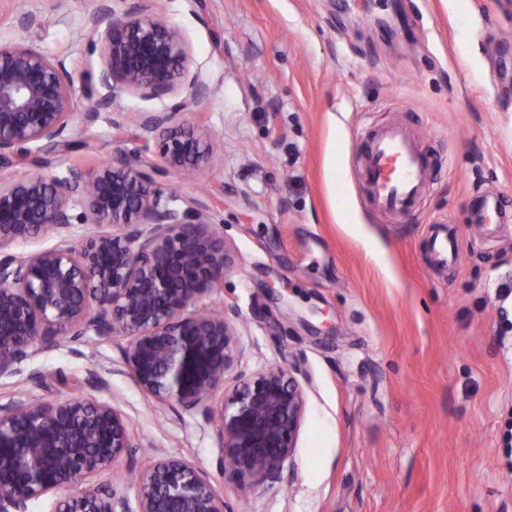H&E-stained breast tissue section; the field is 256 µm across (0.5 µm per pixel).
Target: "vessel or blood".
<instances>
[{
    "instance_id": "1",
    "label": "vessel or blood",
    "mask_w": 512,
    "mask_h": 512,
    "mask_svg": "<svg viewBox=\"0 0 512 512\" xmlns=\"http://www.w3.org/2000/svg\"><path fill=\"white\" fill-rule=\"evenodd\" d=\"M432 164L429 152L405 128L383 127L372 133L366 147L364 174L373 205L398 217L409 216L426 190ZM472 209L476 223L503 221V210L496 196L479 197L473 201ZM429 248L438 262L454 263L457 258L455 232L433 233Z\"/></svg>"
}]
</instances>
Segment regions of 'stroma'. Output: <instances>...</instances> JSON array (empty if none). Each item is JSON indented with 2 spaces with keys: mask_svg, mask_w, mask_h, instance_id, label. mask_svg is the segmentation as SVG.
<instances>
[{
  "mask_svg": "<svg viewBox=\"0 0 512 512\" xmlns=\"http://www.w3.org/2000/svg\"><path fill=\"white\" fill-rule=\"evenodd\" d=\"M131 4L182 33L211 89L205 111L176 116L213 135L209 165L156 181L217 224L241 369H297L306 410L290 478L255 488L224 475L214 424L156 408L119 345L94 336L20 364L0 406L75 396L89 370L106 373L142 443L114 477L132 506L130 471L164 453L206 470L235 512H512V302L495 297L512 285V0L113 2ZM22 7L37 16L26 43L91 84L90 0H0V39ZM178 101L122 94L45 175L132 153L137 113ZM387 125L451 159L402 220L372 205L362 174L363 137ZM490 191L508 219L474 223L470 202ZM443 219L458 229L451 268L428 249Z\"/></svg>",
  "mask_w": 512,
  "mask_h": 512,
  "instance_id": "1",
  "label": "stroma"
}]
</instances>
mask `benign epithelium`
Instances as JSON below:
<instances>
[{
    "label": "benign epithelium",
    "mask_w": 512,
    "mask_h": 512,
    "mask_svg": "<svg viewBox=\"0 0 512 512\" xmlns=\"http://www.w3.org/2000/svg\"><path fill=\"white\" fill-rule=\"evenodd\" d=\"M86 23L101 63L94 77L100 93L88 94L85 122L125 92L182 99L170 112L139 113L133 157L120 152L66 179L0 178V379L90 334L116 342L125 371L147 397L216 423L220 470L255 488L281 482L305 412L303 390L284 366L240 372L225 388L241 352L238 309L206 303L223 288L224 242L207 214L171 206L173 197L153 178L210 163L211 136L174 119L205 109L211 91L190 73L184 36L162 17L136 7L119 17L110 0H95ZM75 100L63 62L20 41L0 42V169L27 160L45 167L48 155L77 143ZM31 143L46 156L23 154ZM148 153L161 167L142 164ZM76 220L114 231L76 242ZM49 235L53 247L15 252ZM84 385L87 393L77 397L21 395L0 408V512H30L43 497L53 499L51 512H131L108 475L141 444L109 398L107 380L91 371ZM131 484L136 512H234L209 473L180 456L150 459Z\"/></svg>",
    "instance_id": "obj_1"
}]
</instances>
